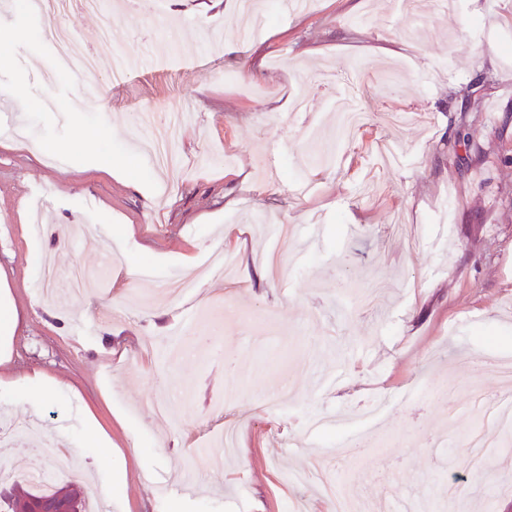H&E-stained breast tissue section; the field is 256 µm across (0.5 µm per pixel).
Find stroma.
<instances>
[{
  "instance_id": "1",
  "label": "stroma",
  "mask_w": 512,
  "mask_h": 512,
  "mask_svg": "<svg viewBox=\"0 0 512 512\" xmlns=\"http://www.w3.org/2000/svg\"><path fill=\"white\" fill-rule=\"evenodd\" d=\"M156 2L107 0L102 14L66 0L57 19L81 49L106 29L138 61L119 74L99 57L91 88L58 68L43 19L0 0V26L22 30L0 84L38 104L11 102L0 130V282L21 315L0 423L40 428L33 454L8 459L42 470L71 450L68 479L98 512H326L322 485L285 481L315 457L367 512H460L441 494L451 481L467 512H512V446L481 484L463 452L470 388L500 392L490 366L512 358V0H457L417 26L401 0H312L297 16L257 0L268 22L245 41L236 0ZM347 83L366 118L338 143L331 101ZM59 142L63 166L44 151ZM128 155L130 184L89 169ZM43 195L44 226L26 233ZM281 224L322 234L274 263ZM220 247L239 257L234 279L201 272ZM138 262L151 278L130 275ZM77 266L92 279L71 300ZM375 275L394 287L365 310ZM184 276L192 293L169 297ZM311 362L329 375L318 389L298 376ZM34 374L54 393L14 388ZM381 393L378 417L356 418ZM90 413L111 449L90 444ZM313 413L326 420L314 431ZM231 422L237 455L223 460ZM359 437L365 452L339 463L336 444Z\"/></svg>"
}]
</instances>
